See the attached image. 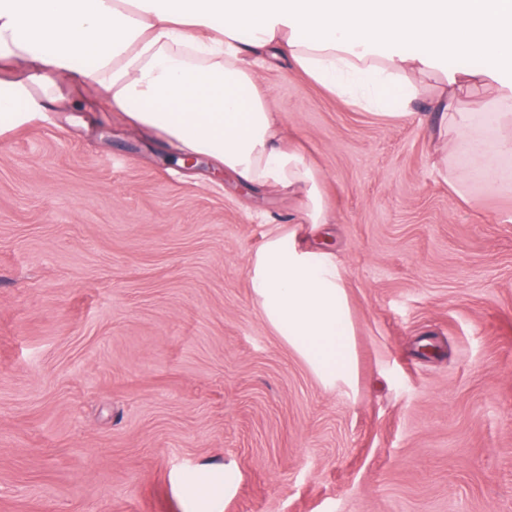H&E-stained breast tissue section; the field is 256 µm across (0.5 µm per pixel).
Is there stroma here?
<instances>
[{"label":"stroma","mask_w":512,"mask_h":512,"mask_svg":"<svg viewBox=\"0 0 512 512\" xmlns=\"http://www.w3.org/2000/svg\"><path fill=\"white\" fill-rule=\"evenodd\" d=\"M261 75L328 223L101 98L0 138V512H512V196L449 187L434 79L402 119ZM273 236L334 251L355 388L266 321Z\"/></svg>","instance_id":"1"}]
</instances>
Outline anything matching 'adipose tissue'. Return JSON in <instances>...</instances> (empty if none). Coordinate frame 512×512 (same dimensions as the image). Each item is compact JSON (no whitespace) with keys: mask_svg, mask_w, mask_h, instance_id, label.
I'll return each mask as SVG.
<instances>
[{"mask_svg":"<svg viewBox=\"0 0 512 512\" xmlns=\"http://www.w3.org/2000/svg\"><path fill=\"white\" fill-rule=\"evenodd\" d=\"M472 54L480 69L446 71ZM284 54L340 96L407 117L417 77L442 74L438 129L461 187L512 193V0H0V137L49 109L83 111L64 84H88L179 162L213 160L239 183L302 194L323 224L320 183L270 110L246 57ZM493 83L488 112L464 85ZM267 322L328 385L351 383L345 277L335 257L268 239L250 260Z\"/></svg>","mask_w":512,"mask_h":512,"instance_id":"adipose-tissue-1","label":"adipose tissue"}]
</instances>
